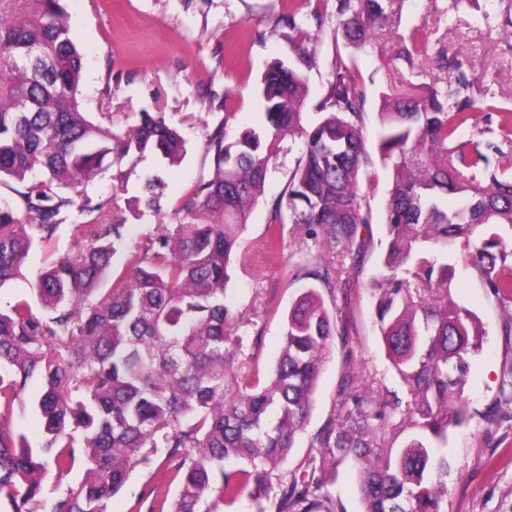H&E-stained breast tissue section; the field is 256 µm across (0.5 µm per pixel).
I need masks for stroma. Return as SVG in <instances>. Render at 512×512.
<instances>
[{
  "label": "stroma",
  "instance_id": "1",
  "mask_svg": "<svg viewBox=\"0 0 512 512\" xmlns=\"http://www.w3.org/2000/svg\"><path fill=\"white\" fill-rule=\"evenodd\" d=\"M63 6L84 55L81 90L87 109L111 113L113 122L119 123L125 113L157 108L179 125L187 142L185 159L164 173L163 209L152 216L155 224L179 222V208L208 166L203 151L206 136L225 110L235 112L236 129L261 122L257 94L261 75L270 61L290 53L287 31L276 20L289 11L303 20L311 11L309 0H63ZM500 20L498 0H405L399 30L405 33L420 25L432 49L460 50L486 71L483 93L512 108V40L502 34ZM376 41L377 48L356 49L324 39L309 74L306 120L310 123L319 118L315 105L325 92L333 54L354 62L368 86L363 134L369 160L360 188L371 210L370 231L376 246L339 311L350 325L353 351L334 348L319 379L313 412L289 456L292 465L309 454L313 435L330 416L345 367L366 371L377 385L400 388L375 326L371 292L385 253V199L391 183L376 150L379 92L387 76L378 48L390 45V30L377 32ZM293 162V154L285 151L277 158L244 233L248 246L257 244L271 202L281 192ZM462 250V243L456 242L444 254L454 267V299L475 314L486 333L481 351L471 358L466 390V403L474 411L498 396L501 376L512 369V341L503 334V306L487 296L473 269L458 263ZM315 253L313 241L303 232L285 233L281 253L264 279L256 282L239 272L227 286L229 308L263 330L256 349L261 369L271 367L282 344V321L265 315L264 302L273 296L281 307H288L309 285L305 279L291 281L294 264ZM485 431V423L474 419L449 433L448 512H501L504 504L512 502V431L504 433L502 445L494 450L485 446ZM152 489L170 497L176 492L153 468H137L114 497L113 512H137L139 501Z\"/></svg>",
  "mask_w": 512,
  "mask_h": 512
}]
</instances>
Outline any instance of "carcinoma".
I'll use <instances>...</instances> for the list:
<instances>
[{
  "mask_svg": "<svg viewBox=\"0 0 512 512\" xmlns=\"http://www.w3.org/2000/svg\"><path fill=\"white\" fill-rule=\"evenodd\" d=\"M397 0H336L334 37L374 45ZM293 58L276 59L260 80L264 123L229 136L236 113L207 135L210 159L177 224H157L128 240L125 218L86 187L122 166L148 160L145 212L162 210V167L178 165L186 142L161 112L143 109L112 124V113L83 110L84 58L61 0H0V184L18 199L0 202V288L28 283L40 311L18 296L0 308V501L9 512H112L113 498L140 465L154 462L176 484L172 502L150 490L148 512H221L246 497L254 512H345L330 489L341 467L358 471L364 512H447L449 431L478 417L512 421V370L484 412L466 410L470 358L482 345L476 316L452 297L440 250L461 240L462 263L490 296L512 303V244L490 225L512 227V109L480 94V76L461 71L442 49L448 78L419 81L430 42L417 26L388 53L391 81L380 91L377 149L391 174L385 204L387 247L374 277L376 324L406 399L386 387L372 393L346 371L334 413L312 437L310 453L285 469L312 413L324 363L349 326L328 311L321 290L348 299L353 275L371 252L370 212L362 204L366 159L361 115L366 85L335 55L331 79L304 123L307 73L320 38L293 12ZM485 126L467 136L475 113ZM289 139L301 152L257 247L279 255L285 224L305 232L321 253L305 274L321 288L299 291L283 315V345L260 370L261 336L224 302L232 258L246 263L242 235L263 195L270 165ZM457 205L448 208V198ZM71 224L78 251L50 260L31 279L32 251L53 245ZM346 250L350 267L323 259ZM125 252L122 266L112 259ZM30 412L42 424L32 442L15 427ZM393 431L381 440L378 433ZM75 487L45 491L49 470L77 459Z\"/></svg>",
  "mask_w": 512,
  "mask_h": 512,
  "instance_id": "obj_1",
  "label": "carcinoma"
}]
</instances>
